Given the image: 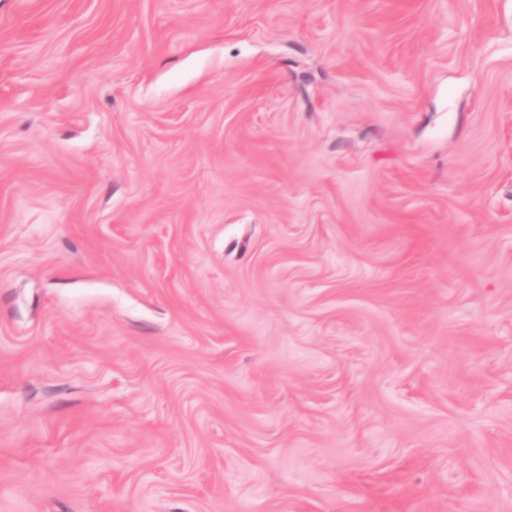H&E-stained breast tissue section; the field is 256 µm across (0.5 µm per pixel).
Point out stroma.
<instances>
[{"label":"stroma","instance_id":"1","mask_svg":"<svg viewBox=\"0 0 512 512\" xmlns=\"http://www.w3.org/2000/svg\"><path fill=\"white\" fill-rule=\"evenodd\" d=\"M0 512H512V0H0Z\"/></svg>","mask_w":512,"mask_h":512}]
</instances>
